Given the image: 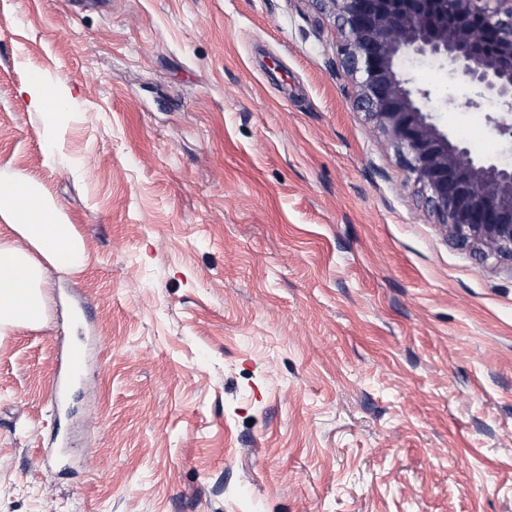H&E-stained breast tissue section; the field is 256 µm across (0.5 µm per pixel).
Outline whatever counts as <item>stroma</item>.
Returning <instances> with one entry per match:
<instances>
[{
  "instance_id": "stroma-1",
  "label": "stroma",
  "mask_w": 512,
  "mask_h": 512,
  "mask_svg": "<svg viewBox=\"0 0 512 512\" xmlns=\"http://www.w3.org/2000/svg\"><path fill=\"white\" fill-rule=\"evenodd\" d=\"M340 46L315 0H0V175L91 254L0 335V512H512V271L427 218ZM36 72L71 96L52 156ZM409 75L504 159L496 102ZM86 363V352L82 345L78 343H69L66 350L64 377H72L80 374Z\"/></svg>"
}]
</instances>
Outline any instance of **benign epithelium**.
Returning a JSON list of instances; mask_svg holds the SVG:
<instances>
[{
	"label": "benign epithelium",
	"instance_id": "7a95c632",
	"mask_svg": "<svg viewBox=\"0 0 512 512\" xmlns=\"http://www.w3.org/2000/svg\"><path fill=\"white\" fill-rule=\"evenodd\" d=\"M338 23L357 106L399 148L433 223L484 258L512 262V164L472 156L434 121L430 92L400 70L406 57L460 73L503 115L512 137V0H318Z\"/></svg>",
	"mask_w": 512,
	"mask_h": 512
}]
</instances>
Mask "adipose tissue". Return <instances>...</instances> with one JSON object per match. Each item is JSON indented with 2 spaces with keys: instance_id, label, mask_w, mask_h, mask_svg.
<instances>
[{
  "instance_id": "obj_1",
  "label": "adipose tissue",
  "mask_w": 512,
  "mask_h": 512,
  "mask_svg": "<svg viewBox=\"0 0 512 512\" xmlns=\"http://www.w3.org/2000/svg\"><path fill=\"white\" fill-rule=\"evenodd\" d=\"M29 109L39 112L49 152H57L67 124L68 97L36 75L24 85ZM0 335L41 325L48 270L75 274L87 263L83 237L33 179L0 180Z\"/></svg>"
}]
</instances>
